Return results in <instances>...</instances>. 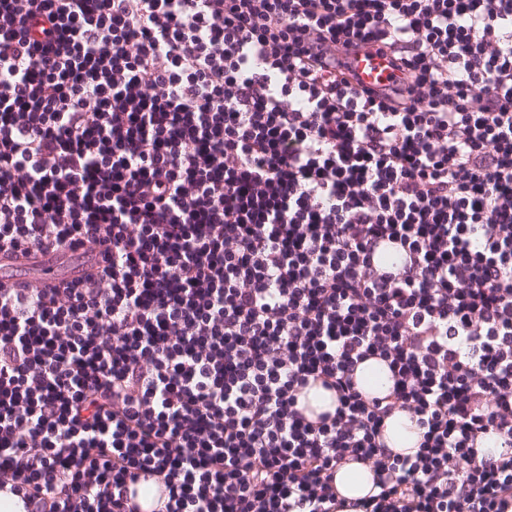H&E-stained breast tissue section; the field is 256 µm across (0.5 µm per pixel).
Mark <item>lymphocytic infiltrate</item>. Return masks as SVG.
I'll return each instance as SVG.
<instances>
[{"label": "lymphocytic infiltrate", "instance_id": "lymphocytic-infiltrate-1", "mask_svg": "<svg viewBox=\"0 0 512 512\" xmlns=\"http://www.w3.org/2000/svg\"><path fill=\"white\" fill-rule=\"evenodd\" d=\"M76 256L0 280L26 512H512V0H0V267ZM351 64L359 80L369 88H379L390 80L392 69L388 60L375 52L369 55L360 53L351 59ZM355 380L360 389L370 395H384L392 386L388 367L376 359L360 364L355 371ZM336 405L334 394L318 385L304 389L299 398V407L312 417L322 412H334ZM419 431L409 415L404 411H395L385 421L384 438L393 452L413 454L416 452ZM373 471L368 464L350 461L336 469L335 486L340 497L357 499L372 494Z\"/></svg>", "mask_w": 512, "mask_h": 512}]
</instances>
